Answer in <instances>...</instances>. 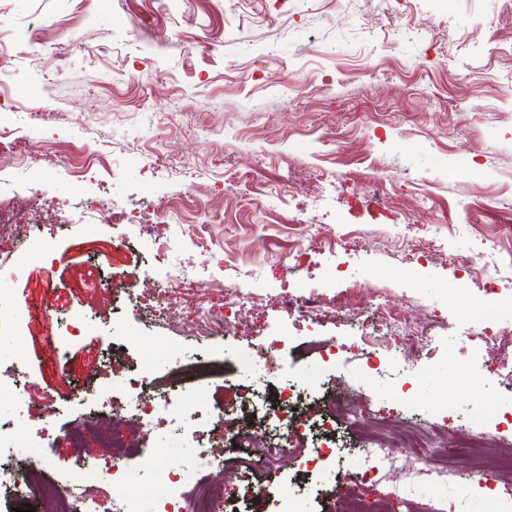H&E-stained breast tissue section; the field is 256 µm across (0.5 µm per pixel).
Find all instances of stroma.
I'll return each instance as SVG.
<instances>
[{"mask_svg": "<svg viewBox=\"0 0 512 512\" xmlns=\"http://www.w3.org/2000/svg\"><path fill=\"white\" fill-rule=\"evenodd\" d=\"M0 31L14 58L10 104L52 111L0 142V187L19 201L38 193L46 210L25 239L0 236L1 260L25 259L0 300V319L19 324L24 345L17 356L0 337V377L23 373L54 409L35 414L0 390V421L26 438L0 450L24 463L17 479L44 470L62 483L78 458L111 461L94 439L81 449L62 439L84 420L80 394L98 390L125 408L119 384L129 369L150 363L162 375L204 350L186 329L198 307L231 305L233 285L251 299L224 339L225 376L202 387L208 404L229 413L199 443L145 415L129 439L159 448L138 461L146 480L200 465L204 447L231 448L253 433L252 420L232 409L267 379L266 351L282 336L290 339L284 376L294 381L318 366L307 342L341 337L324 395L342 397L370 425L415 421L448 448L512 411V386L497 377L512 370V347L460 342L459 298H477L479 288L448 262L452 252L476 256L484 239L512 260V95L500 90L512 81V14L503 0H93L82 12L73 0H0ZM36 150L50 159L38 181L7 167ZM160 152L181 167L156 166ZM82 156L91 164L77 177ZM373 165L409 176L381 196L365 184ZM111 201L125 204L122 216L106 211ZM299 220L330 236L343 227L366 234L332 256L294 245ZM179 223L212 242L178 251L201 277L169 286L168 325L129 322L114 345L113 308L146 270L165 272L169 259L154 243ZM413 244L429 247L432 260L415 263ZM300 287L337 308L362 309L385 292L415 318L436 317L439 336L410 368L364 379L356 330L334 312L314 324L284 312L283 297ZM75 318L83 330L59 349ZM457 361L468 387L455 380ZM329 438L345 447L343 424L315 426L300 456L270 475L290 484L294 512L340 510L345 484L329 474L296 478ZM490 487L489 497L433 485L419 495L446 512H512V483Z\"/></svg>", "mask_w": 512, "mask_h": 512, "instance_id": "35a3bbf8", "label": "stroma"}]
</instances>
